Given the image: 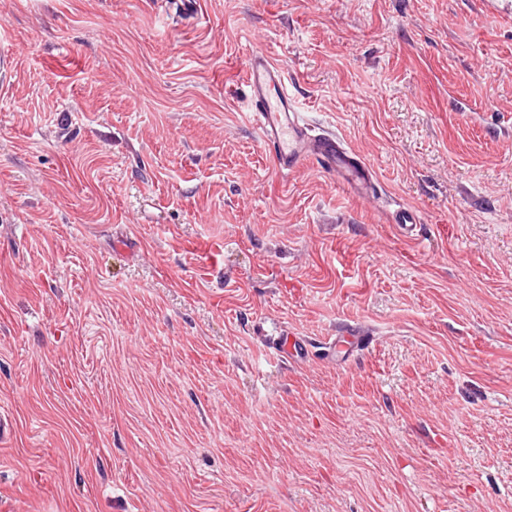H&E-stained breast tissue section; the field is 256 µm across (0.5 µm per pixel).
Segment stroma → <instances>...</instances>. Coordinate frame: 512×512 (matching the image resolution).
<instances>
[{"instance_id": "35a3bbf8", "label": "stroma", "mask_w": 512, "mask_h": 512, "mask_svg": "<svg viewBox=\"0 0 512 512\" xmlns=\"http://www.w3.org/2000/svg\"><path fill=\"white\" fill-rule=\"evenodd\" d=\"M170 2L0 0V505L512 512V0ZM259 48L419 239L278 175ZM389 217L390 222L396 224L402 236L411 239L419 235L417 229L420 221L413 209L406 206L398 207L390 213ZM272 348L288 356L289 351L301 357H308L313 348L310 340L304 336H278L272 341Z\"/></svg>"}]
</instances>
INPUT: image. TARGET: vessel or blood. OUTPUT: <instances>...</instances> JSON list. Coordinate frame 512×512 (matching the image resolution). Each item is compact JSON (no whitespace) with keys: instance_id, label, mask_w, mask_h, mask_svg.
I'll return each instance as SVG.
<instances>
[{"instance_id":"1","label":"vessel or blood","mask_w":512,"mask_h":512,"mask_svg":"<svg viewBox=\"0 0 512 512\" xmlns=\"http://www.w3.org/2000/svg\"><path fill=\"white\" fill-rule=\"evenodd\" d=\"M243 81L252 119L281 176H291L316 162L328 168L353 195L369 201L377 198L380 182L374 168L334 133L315 132L302 119L285 70L265 51L250 55ZM390 221L402 236L417 237L419 219L413 209L402 206L393 210ZM272 347L283 354L306 357L312 343L302 336L286 335L274 339Z\"/></svg>"}]
</instances>
